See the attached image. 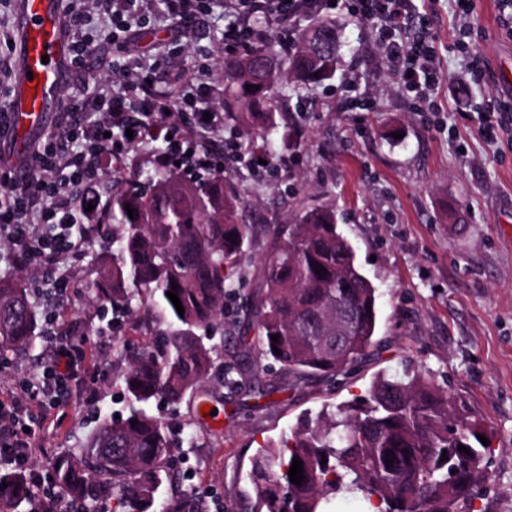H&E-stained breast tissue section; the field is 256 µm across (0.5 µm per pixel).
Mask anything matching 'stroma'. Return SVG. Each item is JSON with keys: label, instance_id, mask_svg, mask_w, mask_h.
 <instances>
[{"label": "stroma", "instance_id": "stroma-1", "mask_svg": "<svg viewBox=\"0 0 512 512\" xmlns=\"http://www.w3.org/2000/svg\"><path fill=\"white\" fill-rule=\"evenodd\" d=\"M145 34L127 55L154 60V91L177 89L199 106L223 110L224 31L230 19L223 0H212L180 41L171 36L163 0H149ZM418 9L435 37L444 75L433 103L413 98L376 53L374 28L347 8L330 12L338 21L342 62L335 76L301 89L282 102L278 128L255 149V160L238 163L227 148L245 141L241 128L225 121L224 135L211 147L224 153L226 175L241 196L240 221L256 227L281 224L302 210L328 207L352 244L364 275L377 288V346L336 385L310 379L298 388L273 368L240 367V388L204 383L222 422L218 443L195 448L197 430L188 403L153 402L151 412L173 434L174 479L162 483L159 500L191 495L197 512H249L247 473L252 458L307 420L335 412L338 404L364 395L381 371L428 372L458 403L481 420L491 435L487 454L493 479L473 499L474 512H512V137L485 141L477 132L480 112L512 107V13L501 0H473L469 15L455 0H420ZM18 0H0V102L15 85ZM486 67L473 73V55ZM116 52L99 44L90 71L71 69L59 88V111L91 97L112 73ZM356 85L374 100L372 112L352 110L346 89ZM167 143L156 136L138 151L102 164L101 186H121L134 175L155 173L154 154ZM107 242L86 245L75 260L77 291L57 307L50 275H37L42 314L61 311L66 323L91 338L87 365L98 398L83 402L71 392L54 408V420L37 428L35 464L50 469L58 455L83 446L101 419L127 416L130 403L120 375L127 349L144 347L149 335H163L169 323L155 318L149 334L130 332L128 320L109 305L88 300L96 279L97 255ZM261 244L250 247L234 278L235 295L224 301V326L209 336L225 362L235 359L226 324L236 318L242 294L257 286ZM47 337L24 353L0 356V386L40 371ZM275 387L274 406L255 393Z\"/></svg>", "mask_w": 512, "mask_h": 512}]
</instances>
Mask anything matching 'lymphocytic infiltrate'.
Segmentation results:
<instances>
[{
	"mask_svg": "<svg viewBox=\"0 0 512 512\" xmlns=\"http://www.w3.org/2000/svg\"><path fill=\"white\" fill-rule=\"evenodd\" d=\"M333 0H224L225 12L236 26L224 45L232 53L253 43L257 32L243 24L252 13L270 16L273 27L316 9L331 7ZM139 0H112L109 35L118 48L137 37L142 23L134 11ZM350 8L360 19L375 25L381 36L380 53L393 68L402 85L422 98H429L443 80L436 63L432 35L425 30L408 36L414 18L413 0H351ZM118 88L102 87L95 99L96 120L83 128L78 113L83 102L58 113L60 137L44 139L33 146L24 161L25 175L16 179L10 165H0V237L15 247L6 256L17 268L55 273L54 289L59 300L70 298L69 274L63 265L77 257L82 243L73 237L74 190L100 176L99 159L139 147L156 127L170 135L173 150L158 155L155 163H174L206 170L218 177L224 173V156L199 145L202 133H217L219 115L204 118L203 107L181 94L158 95L146 82L145 63L130 58L119 63ZM178 122L164 124L166 114ZM90 340L85 336L53 337L48 360L39 374L24 378L20 392L0 391V464L31 472L32 450L37 426L43 425L49 408L71 387H80L87 401L97 389L85 362Z\"/></svg>",
	"mask_w": 512,
	"mask_h": 512,
	"instance_id": "1",
	"label": "lymphocytic infiltrate"
}]
</instances>
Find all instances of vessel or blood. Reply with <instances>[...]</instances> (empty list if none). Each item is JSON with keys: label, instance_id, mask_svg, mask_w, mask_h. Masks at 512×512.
<instances>
[{"label": "vessel or blood", "instance_id": "1", "mask_svg": "<svg viewBox=\"0 0 512 512\" xmlns=\"http://www.w3.org/2000/svg\"><path fill=\"white\" fill-rule=\"evenodd\" d=\"M22 49L9 105L14 149L25 153L30 136L45 126L48 103L68 75L59 67L66 50L61 0H22Z\"/></svg>", "mask_w": 512, "mask_h": 512}]
</instances>
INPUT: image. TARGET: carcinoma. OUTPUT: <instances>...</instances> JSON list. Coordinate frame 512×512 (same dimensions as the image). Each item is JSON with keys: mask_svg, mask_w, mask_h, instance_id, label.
Returning a JSON list of instances; mask_svg holds the SVG:
<instances>
[{"mask_svg": "<svg viewBox=\"0 0 512 512\" xmlns=\"http://www.w3.org/2000/svg\"><path fill=\"white\" fill-rule=\"evenodd\" d=\"M339 64L336 23L320 19L299 35L282 65L269 43L228 58L224 107L239 108L234 119L253 147L277 127L275 85L280 97H289L300 86L331 79ZM127 205L134 208L131 217ZM239 205L222 177L200 184L173 174L151 175L147 185L115 192L106 203L102 218L112 225L116 248L112 260L102 261L93 300L125 309L134 332L142 331V308L158 309L178 328L146 349L127 351L122 383L134 403L130 414L103 419L83 448L52 464L51 483L86 512H95L108 494L120 512L191 508L187 500L156 503L172 447L169 430L149 407L159 398L177 405L193 395L197 412L208 397L198 390L210 378L229 390L238 386L236 366L217 362L214 347L196 330L224 323V298L257 233L238 222ZM264 234L258 288L242 302L234 325L239 347L258 350L296 382L348 370L376 343L379 294L338 231L335 212L306 209ZM318 265L325 272L316 273ZM26 280L24 274L0 279V351L27 350L41 336ZM174 284L182 315L166 295ZM480 434L488 436L482 422L432 379L380 372L359 399L253 459L250 509L329 512L333 496L343 493L361 497L369 512H471L476 490L490 480L484 462L490 446ZM295 458L305 476L299 486L288 476ZM0 512L56 508L35 493L25 473L12 471L0 473Z\"/></svg>", "mask_w": 512, "mask_h": 512, "instance_id": "obj_1", "label": "carcinoma"}]
</instances>
